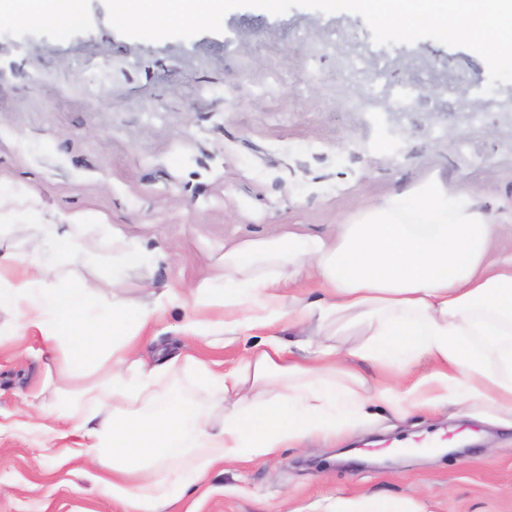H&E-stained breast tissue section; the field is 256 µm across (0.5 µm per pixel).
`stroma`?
Segmentation results:
<instances>
[{"mask_svg":"<svg viewBox=\"0 0 512 512\" xmlns=\"http://www.w3.org/2000/svg\"><path fill=\"white\" fill-rule=\"evenodd\" d=\"M82 7L64 34L0 19V210L12 214L1 251L28 247V219L12 212L26 192L48 220L84 217L96 246L77 278L112 277L101 224L150 255L102 295L134 302L143 282L198 281L246 240L335 236L361 206L433 178L449 196L471 192L497 223L492 253L512 251V112L490 109L512 83L488 89L474 51L429 38L379 45L360 15L303 7H240L222 32L147 41L120 34L104 0ZM399 87L414 100L396 98ZM182 318L170 307L143 355L229 369L257 342L212 346L182 335ZM78 388L42 342L0 343V512H124L98 488L107 462L54 432ZM428 435L447 436V452L407 450ZM363 493L430 512H512V416L477 403L402 420L375 401L335 441L216 469L167 512H314Z\"/></svg>","mask_w":512,"mask_h":512,"instance_id":"1","label":"stroma"}]
</instances>
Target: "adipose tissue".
Listing matches in <instances>:
<instances>
[{"label":"adipose tissue","mask_w":512,"mask_h":512,"mask_svg":"<svg viewBox=\"0 0 512 512\" xmlns=\"http://www.w3.org/2000/svg\"><path fill=\"white\" fill-rule=\"evenodd\" d=\"M0 17L67 31L82 19V0H0ZM74 214L65 223L34 220L24 255H0V308L15 320L2 336H38L63 353L81 380L76 403L59 417L80 433L90 455L114 464L100 477L105 493L129 512H165L218 466L274 455L355 424L371 397L399 417L442 404L482 403L512 413V254L490 257L494 220L466 197L449 199L430 180L359 209L335 237L291 233L247 241L224 254V285L206 278L162 290L142 285V299L92 308L105 284L47 282L86 251ZM315 280L319 295L301 288ZM180 302L181 330L222 341L261 333L229 370L186 356L197 383L215 387L221 422L185 396L155 394L169 362L145 361L137 337L168 304ZM306 332L293 352L269 329ZM362 329L366 341L324 342L330 326ZM373 361L391 377L423 368L410 387L370 393L354 366ZM107 366L105 381L93 380ZM321 512H427L423 504L361 495L324 500Z\"/></svg>","instance_id":"ef3b65f1"}]
</instances>
